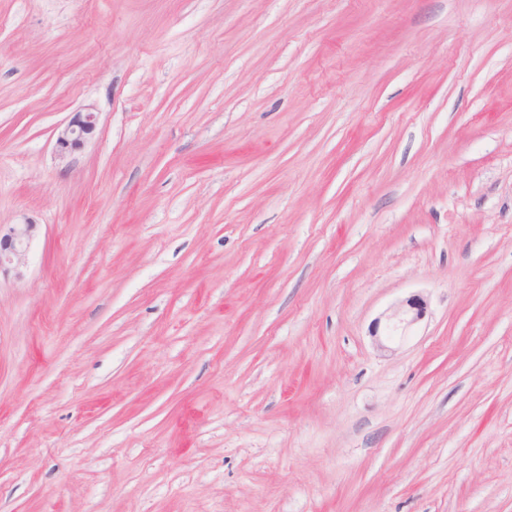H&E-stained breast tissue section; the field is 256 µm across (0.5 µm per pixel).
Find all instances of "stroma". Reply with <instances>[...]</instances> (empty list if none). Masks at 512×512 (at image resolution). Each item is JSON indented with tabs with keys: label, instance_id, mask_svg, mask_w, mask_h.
I'll return each mask as SVG.
<instances>
[{
	"label": "stroma",
	"instance_id": "1",
	"mask_svg": "<svg viewBox=\"0 0 512 512\" xmlns=\"http://www.w3.org/2000/svg\"><path fill=\"white\" fill-rule=\"evenodd\" d=\"M26 221L0 512H512V0H0ZM98 112L93 105H86L75 112L70 121L59 131L56 139V152L60 157L81 148L96 130ZM406 306L408 309H398L389 318L394 329H407L420 320L424 313V303L419 298L407 299Z\"/></svg>",
	"mask_w": 512,
	"mask_h": 512
}]
</instances>
